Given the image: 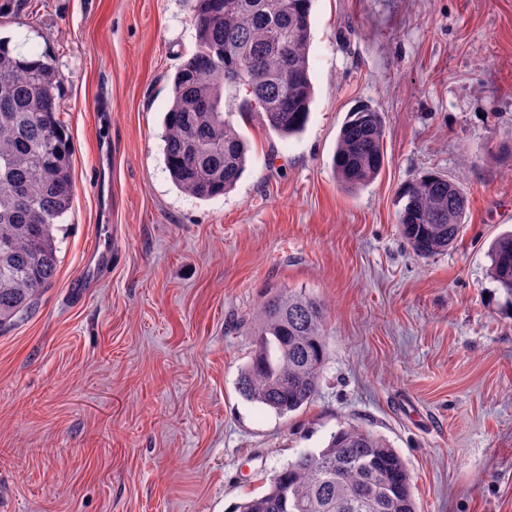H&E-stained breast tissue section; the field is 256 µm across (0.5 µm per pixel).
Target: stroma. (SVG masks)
<instances>
[{"mask_svg": "<svg viewBox=\"0 0 512 512\" xmlns=\"http://www.w3.org/2000/svg\"><path fill=\"white\" fill-rule=\"evenodd\" d=\"M0 38L56 65L75 198L59 266L0 335V512H229L352 423L390 442L420 512H512V313L488 244L512 229V0H315V99L200 201L165 168L187 0H0ZM385 115V167L343 190L348 112ZM427 172L469 199L451 249L416 257L402 187ZM112 270L75 294L101 221ZM326 307L314 401L288 417L245 401L251 318L273 288Z\"/></svg>", "mask_w": 512, "mask_h": 512, "instance_id": "obj_1", "label": "stroma"}]
</instances>
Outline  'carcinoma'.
I'll list each match as a JSON object with an SVG mask.
<instances>
[{
    "mask_svg": "<svg viewBox=\"0 0 512 512\" xmlns=\"http://www.w3.org/2000/svg\"><path fill=\"white\" fill-rule=\"evenodd\" d=\"M313 0H190L195 51L171 79L162 152L173 183L207 201L234 189L248 145L232 117L256 116L281 137L301 133L314 98L310 75ZM49 61L0 41V334L24 321L53 282L57 233L72 207V144ZM386 125L376 108H354L342 125L333 165L348 190L373 183L385 163ZM399 211L414 254L453 247L468 199L457 180L427 173L407 184ZM489 274L512 304V231L489 247ZM255 350L239 373L238 392L278 415L314 400L327 358L325 309L304 290L276 291L254 316ZM235 512H417L401 455L380 435L342 426L327 445L304 450L268 490Z\"/></svg>",
    "mask_w": 512,
    "mask_h": 512,
    "instance_id": "1",
    "label": "carcinoma"
}]
</instances>
